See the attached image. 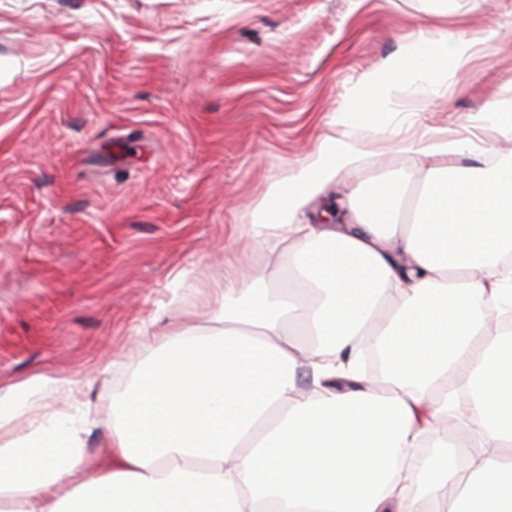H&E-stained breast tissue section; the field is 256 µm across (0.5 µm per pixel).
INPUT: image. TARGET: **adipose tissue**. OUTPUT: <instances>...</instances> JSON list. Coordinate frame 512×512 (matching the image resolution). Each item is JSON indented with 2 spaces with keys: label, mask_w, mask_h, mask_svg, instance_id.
<instances>
[{
  "label": "adipose tissue",
  "mask_w": 512,
  "mask_h": 512,
  "mask_svg": "<svg viewBox=\"0 0 512 512\" xmlns=\"http://www.w3.org/2000/svg\"><path fill=\"white\" fill-rule=\"evenodd\" d=\"M471 41L423 38L367 73L343 121L385 123L398 98L424 96ZM418 160L414 193L387 177L346 224L294 217L360 150L325 137L317 158L262 203L255 243H290L283 287L253 272L225 279L209 327L163 334L112 399V439L84 473L90 413L18 425L28 399L67 389L39 375L0 394V512H512V154L457 168L464 141L399 143ZM310 339L297 351L289 336ZM387 358L362 373V341ZM307 366L313 381L301 390ZM476 446L469 460L449 451ZM437 449L420 461L425 442Z\"/></svg>",
  "instance_id": "obj_1"
}]
</instances>
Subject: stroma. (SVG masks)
<instances>
[{"label": "stroma", "instance_id": "35a3bbf8", "mask_svg": "<svg viewBox=\"0 0 512 512\" xmlns=\"http://www.w3.org/2000/svg\"><path fill=\"white\" fill-rule=\"evenodd\" d=\"M475 41L391 123L335 126L349 91L421 33ZM512 0H0V390L67 379L31 412L73 399L100 419L86 472L112 438V397L189 317L206 325L224 274L248 257L284 285L293 254L234 233L325 135L365 150L321 224L361 183L408 178L394 143L426 128L472 138L463 164L512 150Z\"/></svg>", "mask_w": 512, "mask_h": 512}]
</instances>
